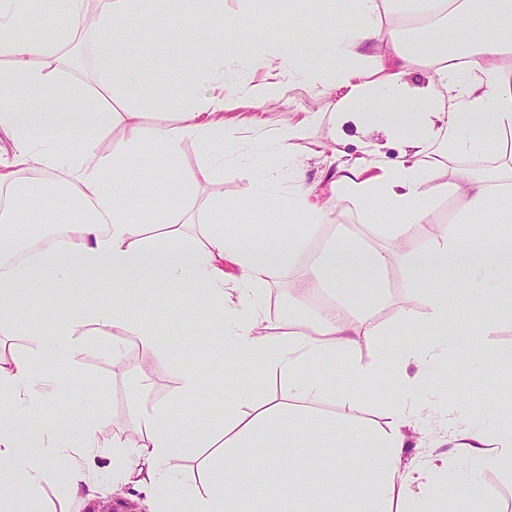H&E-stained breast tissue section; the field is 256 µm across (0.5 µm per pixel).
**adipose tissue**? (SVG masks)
Returning a JSON list of instances; mask_svg holds the SVG:
<instances>
[{"label": "adipose tissue", "mask_w": 512, "mask_h": 512, "mask_svg": "<svg viewBox=\"0 0 512 512\" xmlns=\"http://www.w3.org/2000/svg\"><path fill=\"white\" fill-rule=\"evenodd\" d=\"M165 0H101L89 43L94 94L63 83V49L78 34L84 0H0V55L10 67L0 71V137L10 139L13 155L0 162V327L35 333L33 350L22 356L0 353V512H43L39 489L52 474L64 476L73 498L93 490L96 460L112 445V475L134 486L151 512H258V487L277 490L275 512H483L486 470L512 472V423L493 433L478 424L493 403L476 397L465 407L456 399L442 404L421 378L437 362L447 335L457 340L456 361L469 365L482 356L481 341L490 320L472 324L459 315L461 304L486 311L512 301V238L495 233L493 220L512 221L506 208L512 192V166L496 173L456 168L452 191L457 216L440 224L431 180L435 157L456 160L501 154L502 135L512 132V0H336L349 8L353 23L325 27L321 41L328 70L299 65V51L281 44L270 52L265 42L246 46L235 38L237 24L224 16L223 0H196L210 16L207 29L194 17L165 8ZM418 22L421 37L405 45L399 29L384 26L383 14ZM51 27L46 41L23 36L21 22ZM183 30L177 61L186 95L171 104L163 85H155L151 105L176 110L174 122L145 129L139 114L102 107L125 86L140 83L139 69L117 70L119 57H140L141 42L128 38L130 27L153 32L159 25ZM453 28L449 50L440 42ZM387 53H374L377 45ZM371 50L370 69L354 64L357 49ZM430 62L440 76L421 98H401L406 70ZM279 64L283 74L316 86L332 80L345 88L334 120L352 119L351 102L380 108L392 132L406 138L408 150L396 164L338 165L337 193L356 201L373 223L395 216L405 224H433L437 230L419 249L398 255L366 246L337 231L334 240L302 274L306 292L336 288L338 296L311 315L287 316L271 328L261 292L272 272L293 268L307 239L316 236L324 213L314 188L281 195L274 176L256 183L251 200L225 203L216 197L191 209V183L177 169L184 142L200 146L227 142L223 97L196 95L200 77L223 80L225 67ZM71 93L73 105L54 107V97ZM115 145L104 144L112 130ZM137 171L167 208L156 217L162 232L146 239L138 230L126 176ZM171 175L156 179L157 171ZM43 214L41 231L20 238L32 201ZM284 209L299 230L290 236L245 234L225 223L226 211L258 207ZM469 225L460 234V225ZM407 272V291L430 310L420 346L403 344L396 328L383 327L387 301L379 276L393 263ZM234 274H226V267ZM192 305L209 313L208 322L183 334L185 343L206 352L209 373L181 370L174 394L146 403L152 389L140 374L141 354L158 350L163 333L151 311L159 301ZM54 312L41 327L42 310ZM112 339L114 365L134 377L136 401L129 423L111 442L98 436L91 402L58 409L48 427L36 424L38 405L56 401L60 388L79 375L77 355L89 334ZM397 348L395 361L363 362L361 339ZM260 361L264 373L286 379L287 397L253 407L252 391L238 379V363ZM341 364L350 381L348 401H356L383 370H391L394 391L386 428H345L343 442L317 437L310 401L325 392L317 370ZM224 375V411L204 428L188 429L178 414L207 393L212 374ZM81 415L79 426L69 421ZM448 413V433L457 453L471 466L453 461L421 477L402 469L405 428L427 416ZM190 448L207 449L201 459L203 488L190 492L174 463ZM313 449L320 465L301 475L293 464L297 449ZM423 484L414 495V481Z\"/></svg>", "instance_id": "ef3b65f1"}]
</instances>
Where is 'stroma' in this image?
I'll return each mask as SVG.
<instances>
[{"mask_svg":"<svg viewBox=\"0 0 512 512\" xmlns=\"http://www.w3.org/2000/svg\"><path fill=\"white\" fill-rule=\"evenodd\" d=\"M224 13L238 18L236 29L238 41L249 43L256 39L257 32L249 18L262 12L268 17L270 41L290 37L307 41L322 24H349L348 16L331 14L327 4L319 0L311 7L296 8L292 0H223ZM152 40L161 50L153 56L152 66L143 82L127 89L123 99L113 100L114 108L130 105L142 114L146 125L158 123L162 115L147 107L142 98L152 86L156 76L165 79L164 90L171 99L182 94V82L175 59L182 41V32L177 27L155 30ZM344 90L333 85L315 89L299 83L288 84L279 103L256 108L249 102L232 97L224 108V121L232 130L228 148L248 155L253 160L251 169H243L233 162H225L223 169L208 168L203 150L188 141L181 147L179 165L181 169L194 173V201L201 202L216 196L228 202L249 199L255 182L269 170L281 174L280 187L288 192L293 188L290 180L292 169L304 170L307 183L317 185L323 204L325 220L318 235L302 251L296 268L273 272L267 279L262 301L270 324H279L287 314H312L314 309L328 301L325 293H316L307 298L294 299L291 290L298 275L332 241L337 228L363 238L374 247L393 248L401 252L415 250L429 237L424 224H406L398 236H391L387 225L367 222L356 203L345 195L336 194L329 179L340 161H369L381 166L392 164L404 152L403 142L393 137L383 115L365 111L360 122L332 124L330 114L336 103L344 97ZM302 125L301 138L294 140L289 156H280L276 151V140L284 121ZM407 274L401 264H393L386 271L381 286L388 298L389 307L383 318L384 326L397 327L405 336H413L415 329L423 327L429 310L418 298L409 297L404 287ZM155 319L166 339L164 348L147 353L142 361L146 373L153 383L151 399L160 400L172 394L179 381V372L187 366L186 347L181 342V330L185 322L203 320L202 311L193 309L159 307ZM493 328L484 339L483 359L480 364L455 372L451 361L453 344L444 342L443 356L432 369L437 391H444L446 379H453L455 392L460 402H467L495 386L504 398L512 403V368L502 364L503 356L512 354V302L504 303L489 315ZM110 340L104 336H93L89 346L79 358L81 376L67 384L66 391L72 397L96 396L101 400L99 411L100 432L107 435L124 426L130 414L131 382L119 370L113 369L112 359L106 353ZM348 387L343 371H336L328 395L313 402L314 413L326 419L347 424L350 422L382 427L389 419L386 404L393 390L389 377L380 378L375 387L357 402L346 401L342 393ZM430 440H410L404 450L403 462L412 470L426 469L440 463L451 451L445 441V431L437 422H430ZM101 469L95 475L98 492L80 502L70 501L59 489L55 479L45 481L40 490L45 512H144L145 504L132 489L120 491L112 488V459L100 460Z\"/></svg>","mask_w":512,"mask_h":512,"instance_id":"35a3bbf8","label":"stroma"}]
</instances>
